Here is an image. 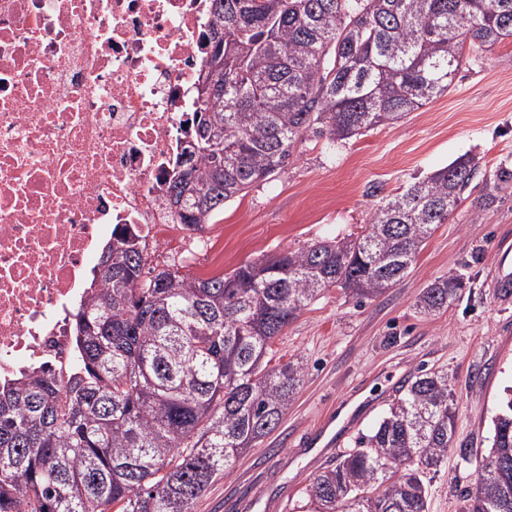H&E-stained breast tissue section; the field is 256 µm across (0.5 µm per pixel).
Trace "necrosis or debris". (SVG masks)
<instances>
[{
  "instance_id": "obj_1",
  "label": "necrosis or debris",
  "mask_w": 512,
  "mask_h": 512,
  "mask_svg": "<svg viewBox=\"0 0 512 512\" xmlns=\"http://www.w3.org/2000/svg\"><path fill=\"white\" fill-rule=\"evenodd\" d=\"M207 0H0V382L73 357L96 248L172 240Z\"/></svg>"
}]
</instances>
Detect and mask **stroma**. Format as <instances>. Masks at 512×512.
<instances>
[{
    "instance_id": "obj_1",
    "label": "stroma",
    "mask_w": 512,
    "mask_h": 512,
    "mask_svg": "<svg viewBox=\"0 0 512 512\" xmlns=\"http://www.w3.org/2000/svg\"><path fill=\"white\" fill-rule=\"evenodd\" d=\"M478 171L447 223L438 225L407 275L356 303L333 288L307 306L272 346L273 362L301 360V386L277 428L215 482L194 512H306L310 480L335 457L312 461L304 444L335 418L347 430L338 451L367 432L408 379L447 372L455 396L448 457L430 483L429 512H462L492 439V419L512 386V290L499 268L512 264V186L493 173L512 167V41L464 61L447 93L394 125L328 149L297 146L287 167L224 208L210 229L224 269L333 236L360 234L377 198L461 156ZM458 273L466 286L447 309L425 316L415 299L435 279Z\"/></svg>"
}]
</instances>
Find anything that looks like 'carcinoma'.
I'll use <instances>...</instances> for the list:
<instances>
[{
  "label": "carcinoma",
  "instance_id": "1",
  "mask_svg": "<svg viewBox=\"0 0 512 512\" xmlns=\"http://www.w3.org/2000/svg\"><path fill=\"white\" fill-rule=\"evenodd\" d=\"M203 40L224 34L221 99L195 96L166 202L203 233L224 206L288 164L313 136L334 146L394 124L448 91L464 51L512 39V0H210ZM224 150V169L214 162ZM461 157L382 198L358 236L244 263L202 278L148 266L129 225L98 258L62 376L25 373L0 388V512H193L238 457L280 423L304 365L268 355L299 312L331 288L359 303L399 281L477 173ZM112 269L101 271L106 260ZM464 287L454 273L417 295L432 315ZM454 393L419 372L381 419L307 488L311 512H427L430 474L448 456ZM464 512H512V397Z\"/></svg>",
  "mask_w": 512,
  "mask_h": 512
}]
</instances>
